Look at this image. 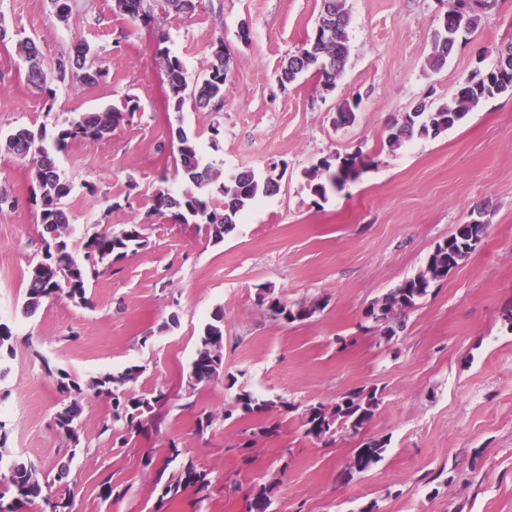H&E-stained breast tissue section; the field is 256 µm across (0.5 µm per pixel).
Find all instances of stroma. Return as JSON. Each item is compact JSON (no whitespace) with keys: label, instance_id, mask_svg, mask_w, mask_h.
I'll return each mask as SVG.
<instances>
[{"label":"stroma","instance_id":"35a3bbf8","mask_svg":"<svg viewBox=\"0 0 512 512\" xmlns=\"http://www.w3.org/2000/svg\"><path fill=\"white\" fill-rule=\"evenodd\" d=\"M60 22L51 0H0V135L26 126L54 131L75 113L125 97L140 108L109 138L76 141L57 156L70 183L64 200L73 245L104 230L144 221L148 246L99 267L83 308L59 296L35 316L22 314L30 268L44 256L40 203L28 162L0 150V321L14 332L0 359V421L8 454L30 459L54 478L70 461L56 495L66 512H153L155 472L177 443L217 482L207 500L180 491L167 512H247L257 483H274V512H512V94L484 100L435 138L393 150L391 125L423 101L452 98L459 82L492 66L493 46L512 41V0L482 13L446 63L430 68L433 34L455 0H346L351 47L333 89L315 72L285 86L281 65L316 26L321 0H202L167 19L169 46L188 83L205 78L216 38L230 53L220 111L168 107V87L151 29L130 22L115 0H71ZM248 38H241V29ZM41 47L44 70L87 43L107 78L94 86L58 85L48 96L26 81L20 41ZM357 103L353 123L336 125L338 107ZM199 137L206 160L223 174L249 168L279 190L244 211L233 232L213 242L205 225L149 215L160 185L178 189L171 128ZM361 155L360 177L327 198L312 195L308 172L322 160ZM486 226L481 245L384 338L365 316L370 302L416 274L457 225ZM272 286L288 305L320 310L302 322L272 318L256 292ZM224 312V374L189 387L188 365L200 331ZM144 369L134 388L166 400L160 427L131 444L104 431L111 404L82 402L81 443L69 451L53 421L67 397L49 369L79 379ZM377 387L379 409L359 434L331 444L304 434L302 412L332 405L341 393ZM275 401L264 417L225 418L237 389ZM291 405L281 411L280 402ZM213 425L197 432L200 410ZM280 433L258 440L242 465L237 446L260 419ZM388 442L384 458L349 482L337 479L355 448ZM126 488L101 494V481Z\"/></svg>","mask_w":512,"mask_h":512}]
</instances>
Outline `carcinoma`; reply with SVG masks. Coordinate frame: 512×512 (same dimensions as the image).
Returning a JSON list of instances; mask_svg holds the SVG:
<instances>
[{"instance_id":"obj_1","label":"carcinoma","mask_w":512,"mask_h":512,"mask_svg":"<svg viewBox=\"0 0 512 512\" xmlns=\"http://www.w3.org/2000/svg\"><path fill=\"white\" fill-rule=\"evenodd\" d=\"M496 6L497 0H459L456 36H448L449 25L445 23L434 32L431 66H442L452 53L458 37L472 33L478 27L480 14ZM196 7L197 0H116V8L132 22L150 27L157 33V55L162 61L164 80L175 112L183 111L188 101L198 109L219 111L224 106L229 55L224 49L223 38H217L214 43L208 77L191 86L187 82L183 60L165 46L169 41L168 33L155 25L159 12L165 18L180 17L192 14ZM348 22L345 0H323L313 34L297 53L284 61L281 81L291 83L298 75L313 70L325 88L334 87L350 53L346 33ZM21 51L28 62L27 82L43 91L48 89L51 80L63 83L74 77L91 86L106 77V71L95 64V51L87 43L77 45L72 54L58 57L50 74L41 67L42 52L34 40L24 41ZM508 91L512 92V42L495 47L494 64L465 77L451 101L434 106L420 103L413 111L406 113L401 122L391 128L388 146L398 149L415 136L435 138L460 124L481 101ZM138 108L137 100L127 97L101 111L80 113L56 127L50 137L41 129L21 127L0 140V148L30 162L40 192V224L45 255L29 271L24 301L26 314H35L45 300L61 295L82 307L89 306L91 301L87 296V283L89 276L95 274L96 267H110L147 246L144 223L135 222L123 225L118 231L93 233L83 245L84 257L76 255L68 242L70 221L63 203L71 192V186L54 159L56 153L75 141H95L111 135ZM171 140L176 142V172L188 188L182 191H174L166 186L158 188L152 195V205L147 213L149 217L170 212L184 223L192 220L196 224L206 225L212 238L221 242L225 235L235 229L242 211L258 196H272L278 191L274 179L262 178L252 170L234 174L230 184L219 181L221 173L206 162L197 137L181 126L171 130ZM322 164L325 178H319L318 167L309 173L311 192L321 199L326 198L328 190L342 188L350 180L356 166H366L359 154L338 156L334 165L327 160ZM215 183L218 184L217 192L224 195L222 211L210 207L209 194ZM484 234L483 224L458 225L446 240L435 246L418 273L370 303L366 315L377 323L384 337L390 339L396 330L403 328L408 313L428 295L435 283L446 278L476 250ZM257 303L266 308L271 317L287 323L306 320L319 309L317 303L309 307L290 306L274 296V289L270 286L257 291ZM142 373V366L130 364L121 371H108L81 381L63 369L56 370L57 386L69 396L70 401L56 411L54 424L71 443V449L80 445L77 418L81 401L89 392L109 400L112 425H122L125 431L123 442L126 444L141 433L144 421L155 422L151 413L165 394L137 393L127 388ZM223 373L224 312L218 310L213 313L211 321L204 325L199 336L190 364L188 384L193 388L206 385ZM379 405L380 398L375 387L344 392L336 397L329 408L322 403L311 404L302 414L305 434L316 440L330 438L340 430L357 434L370 424ZM273 406L275 402L242 390L236 394L232 408L224 411V418L232 417L235 411L259 416ZM386 451L384 439L368 440L354 450L338 473V479L347 482L354 475L369 471L383 459ZM180 455L181 450L177 447L169 448L165 465L156 471L155 483L160 489L155 512H162L182 489L192 488L195 493L205 496L212 484L208 473L198 470L189 460H178ZM175 461L178 462L177 469L172 475L165 476L167 466ZM52 487L49 480L42 478L36 464L18 457H6L0 452V499L7 493L12 496L8 508H3L0 502V512H18L37 499L54 512L68 508V502L54 499ZM274 489L271 482L253 486L248 512H270Z\"/></svg>"}]
</instances>
